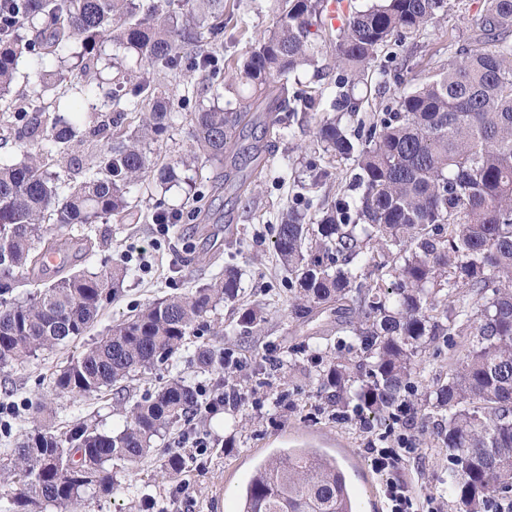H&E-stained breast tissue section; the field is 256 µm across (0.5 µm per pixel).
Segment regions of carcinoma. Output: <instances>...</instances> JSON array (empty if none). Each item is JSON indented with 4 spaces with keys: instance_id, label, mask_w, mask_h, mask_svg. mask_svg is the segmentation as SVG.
<instances>
[{
    "instance_id": "1",
    "label": "carcinoma",
    "mask_w": 512,
    "mask_h": 512,
    "mask_svg": "<svg viewBox=\"0 0 512 512\" xmlns=\"http://www.w3.org/2000/svg\"><path fill=\"white\" fill-rule=\"evenodd\" d=\"M328 0H284L278 20L234 62L231 83L248 90L238 108L224 109V0H9L0 22V127L14 134L25 160L0 162V367L83 336L127 276L123 265L67 273L42 287L47 257L68 241L48 235L86 226L89 259L106 237L92 225L125 223L128 198L149 175L162 186L203 158L224 165L226 154L248 153L262 164L265 143L240 148L241 134L263 109L264 135L279 136L283 113L298 94L288 76L316 65ZM448 0H382L350 8L334 44L336 68L353 84L391 36L417 33L447 15ZM110 42L136 57L132 77L123 59H102ZM77 69L100 103L69 122L32 109L52 87L46 74L13 91L22 63ZM186 79L175 91L166 78ZM326 111L316 125L322 157L353 160V203L334 199L308 222L297 210L281 214L274 250L295 275L288 317L306 323L333 312L346 321L345 353L322 355L317 386L339 409L371 427L422 411L437 418L434 447L448 450L444 492L455 512H502L512 492V0H484L462 44H448V62L417 78L395 106L373 114L351 134L334 114L326 89L302 99ZM179 112L189 114L192 144L160 165L147 145L163 137ZM104 139L107 149L83 162L80 148ZM66 161L70 181L48 166ZM312 185L327 184L321 163H308ZM36 291L20 301L15 289ZM240 295L236 268L227 266L189 294L170 295L140 309L55 374L56 389L91 399L105 388L168 362L205 326L217 305ZM260 305L238 312L233 328L212 331L197 348L203 370L234 364L219 344L250 335L266 322ZM472 337L447 379L417 397L422 357L450 336ZM205 407L200 388L174 378L120 405L118 433L75 426L60 437L29 406L33 431L0 459V489L21 486L16 512L45 504L71 512L89 489L109 493L114 468L152 452L154 440L188 424ZM240 512H356L336 458L316 448H290L264 460L250 476Z\"/></svg>"
}]
</instances>
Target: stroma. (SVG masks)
Instances as JSON below:
<instances>
[{"label": "stroma", "mask_w": 512, "mask_h": 512, "mask_svg": "<svg viewBox=\"0 0 512 512\" xmlns=\"http://www.w3.org/2000/svg\"><path fill=\"white\" fill-rule=\"evenodd\" d=\"M447 19L430 25L420 34L396 37L379 53L368 70L369 85L377 92L366 95L356 87L360 100L357 117L348 127L398 99L408 80L432 72L446 60L449 39L462 36L483 0H451ZM279 0H224V20L231 35L224 40L225 58H237L248 50L279 15ZM368 85V86H369ZM313 111L300 112L286 122L283 136L271 149L266 167L243 170L250 181H260L258 192L249 193L226 185L206 202L209 219L193 220L192 196L200 185L222 181L224 171L210 163L182 172L178 187L165 190L146 179L133 191L136 214L127 224H106L107 245L97 249L85 267L127 264L128 275L121 292L104 303L99 316L84 336L67 345L44 350L22 364L0 368V406L20 416L11 434L0 433V454L15 447L30 431L27 403L47 400L58 432L81 424L106 432L122 430L117 400L139 399L146 391L181 377L201 386L212 396L221 374L201 372L194 358L198 346L209 342V334L190 337L183 350L168 363L137 374L121 389H105L91 400H74L57 394L54 374L79 356L101 336L122 323L143 305L173 294H186L211 281L225 265L238 268L242 292L238 303L220 304L206 319L207 324L229 325L240 307L265 304L270 316L260 331L232 338L227 350L235 358L233 382L243 400L240 407L218 413L201 412L190 426H175L155 446L183 454L187 464L178 477L166 474L157 455L118 467L115 489L104 495L87 491L76 512H139L142 494H150L153 512H238L241 486L254 466L273 450L310 446L326 449L342 459L358 495L359 512H385L386 478L371 465L365 448L371 437L359 417L329 405L307 378L312 366L304 349L335 345L336 317L325 314L298 324L288 319L289 274L277 260L273 230L282 212L306 209L308 202H321L325 193L346 200L360 194L352 183L353 161L332 163L326 187L312 186L307 162L313 158L315 131ZM180 209L184 218L169 227L153 223L147 199ZM276 358L283 368L268 370L263 377L253 374L257 358ZM204 437L207 445L194 449L191 440ZM418 454L400 469V476L418 497L437 495L443 512H453L450 498L442 494L440 482L448 473V453L431 447L423 433L409 432Z\"/></svg>", "instance_id": "stroma-1"}]
</instances>
